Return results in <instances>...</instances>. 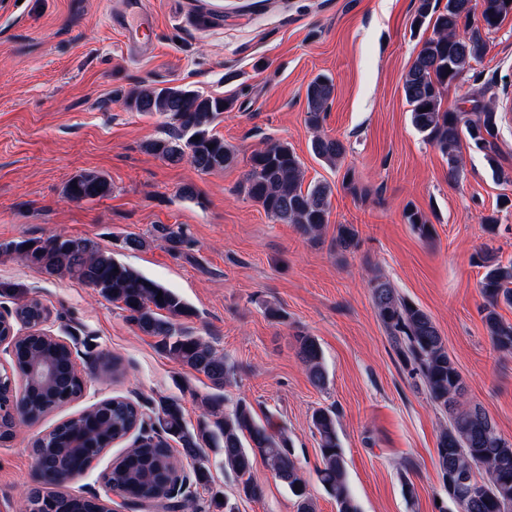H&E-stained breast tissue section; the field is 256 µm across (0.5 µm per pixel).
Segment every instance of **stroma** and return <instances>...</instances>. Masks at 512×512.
<instances>
[{
    "mask_svg": "<svg viewBox=\"0 0 512 512\" xmlns=\"http://www.w3.org/2000/svg\"><path fill=\"white\" fill-rule=\"evenodd\" d=\"M156 23L147 53L129 49L119 21L124 0H0V243L58 233L102 249L177 292L193 309L183 328L210 341L237 365L224 388L226 406L246 399L259 418L286 429L317 512L336 504L316 476L315 409L335 412L351 490L361 512H457L443 486L437 436L446 416L418 387L397 354L363 279L380 273L427 312L446 341L470 403L484 409L512 440V353L494 348L482 320L483 270L475 259L492 250L512 260V17L487 36L483 60L443 91L452 109L482 93L500 114L502 176L483 155L463 148L449 176L438 149L410 123L401 77L431 29H412L416 0H142ZM206 24H198L199 16ZM334 85L320 130L306 122L305 90L316 75ZM144 84L187 85L234 101L214 131L237 150L230 167L202 173L171 163L145 143L168 138L165 117L133 112L124 100ZM340 139L346 154L332 168L311 152L314 134ZM271 140L296 152L306 182L332 189L321 241L271 220L238 186L251 155ZM83 171L105 175L112 193L71 201L63 188ZM366 197L342 186L345 174ZM192 187L193 198L182 194ZM419 210L434 228L419 238L404 217ZM497 220L495 229L481 224ZM340 224L355 225L356 249L330 243ZM183 231L172 253L156 229ZM128 236L144 248L124 249ZM49 312L45 332L67 342L87 388L0 443V512H21L34 488V441L101 400L123 397L162 437L153 407L178 399L196 425L200 399L212 391L203 374L159 352L115 303L67 277L50 278L0 254V315L21 299ZM281 310L270 318L268 308ZM315 337L327 383L313 386L296 338ZM120 377H113V367ZM131 445L113 443L66 492L102 493L103 477ZM209 488H195L200 512L212 493L236 512H296L287 486L255 459L262 489L240 497L236 476L216 450L206 452Z\"/></svg>",
    "mask_w": 512,
    "mask_h": 512,
    "instance_id": "35a3bbf8",
    "label": "stroma"
}]
</instances>
